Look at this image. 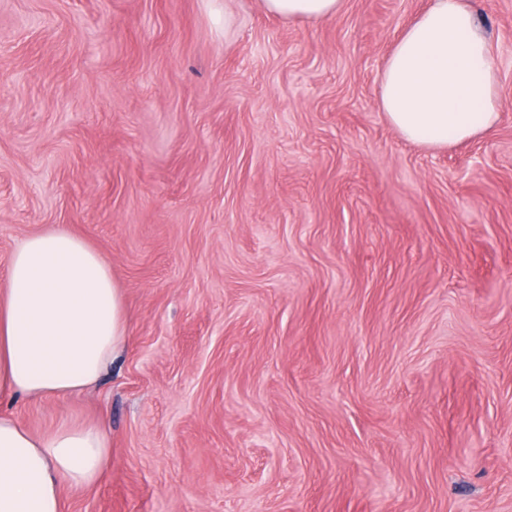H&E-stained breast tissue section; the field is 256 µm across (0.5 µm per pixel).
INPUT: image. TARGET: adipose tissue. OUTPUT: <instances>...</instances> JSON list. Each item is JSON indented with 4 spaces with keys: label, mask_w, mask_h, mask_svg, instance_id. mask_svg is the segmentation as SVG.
<instances>
[{
    "label": "adipose tissue",
    "mask_w": 512,
    "mask_h": 512,
    "mask_svg": "<svg viewBox=\"0 0 512 512\" xmlns=\"http://www.w3.org/2000/svg\"><path fill=\"white\" fill-rule=\"evenodd\" d=\"M343 0H259L286 21L319 23ZM494 48L469 0H431L399 35L379 78L377 106L426 149L491 133L502 101ZM128 341L124 297L109 262L63 227L27 237L0 284V398L83 392ZM98 424L36 434L0 412V512H64L62 491L94 486L110 459Z\"/></svg>",
    "instance_id": "adipose-tissue-1"
}]
</instances>
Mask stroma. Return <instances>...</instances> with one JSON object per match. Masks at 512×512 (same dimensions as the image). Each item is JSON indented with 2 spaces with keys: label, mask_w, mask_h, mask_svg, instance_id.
I'll return each mask as SVG.
<instances>
[{
  "label": "stroma",
  "mask_w": 512,
  "mask_h": 512,
  "mask_svg": "<svg viewBox=\"0 0 512 512\" xmlns=\"http://www.w3.org/2000/svg\"><path fill=\"white\" fill-rule=\"evenodd\" d=\"M430 0L321 24L257 0H0V281L62 226L112 267L129 345L64 512H512V0L493 133L405 141L376 107Z\"/></svg>",
  "instance_id": "stroma-1"
}]
</instances>
